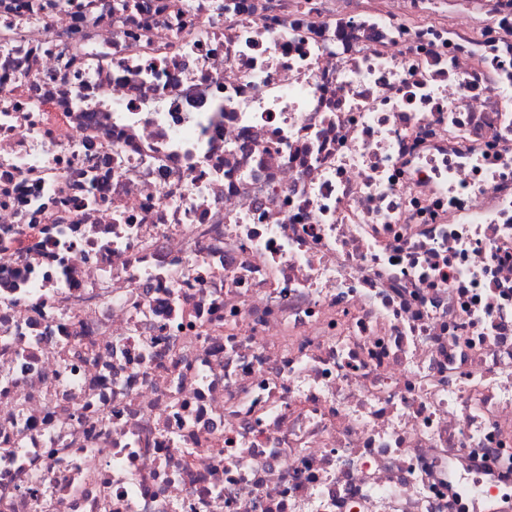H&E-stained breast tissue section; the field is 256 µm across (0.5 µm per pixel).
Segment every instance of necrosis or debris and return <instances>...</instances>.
I'll return each mask as SVG.
<instances>
[{"label":"necrosis or debris","mask_w":512,"mask_h":512,"mask_svg":"<svg viewBox=\"0 0 512 512\" xmlns=\"http://www.w3.org/2000/svg\"><path fill=\"white\" fill-rule=\"evenodd\" d=\"M0 512H512V0H0Z\"/></svg>","instance_id":"1"}]
</instances>
